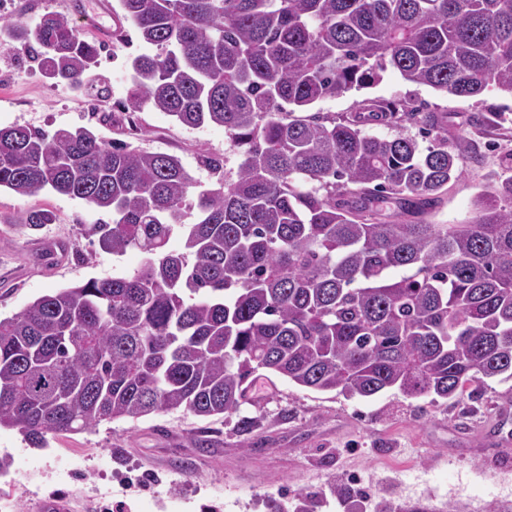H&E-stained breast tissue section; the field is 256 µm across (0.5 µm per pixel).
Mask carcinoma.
Instances as JSON below:
<instances>
[{
	"instance_id": "cac0c4a2",
	"label": "carcinoma",
	"mask_w": 512,
	"mask_h": 512,
	"mask_svg": "<svg viewBox=\"0 0 512 512\" xmlns=\"http://www.w3.org/2000/svg\"><path fill=\"white\" fill-rule=\"evenodd\" d=\"M120 6L118 27L130 21L153 48L129 59L126 108L222 126L240 162L202 189L178 157L87 127L0 128V190L81 200L112 214L86 229L101 248L144 254L131 275L0 318V428L42 446L120 418L232 414L260 370L431 404L512 379V176L477 197L473 223L430 224L465 139L448 142L410 100L302 114L389 67L457 97L512 95V0ZM2 38L55 83L109 97L95 73L104 46L67 17L7 21ZM372 121L395 133H366ZM384 197L413 220L377 222Z\"/></svg>"
}]
</instances>
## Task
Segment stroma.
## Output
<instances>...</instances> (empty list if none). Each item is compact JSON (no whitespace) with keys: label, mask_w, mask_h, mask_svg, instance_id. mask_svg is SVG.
Here are the masks:
<instances>
[{"label":"stroma","mask_w":512,"mask_h":512,"mask_svg":"<svg viewBox=\"0 0 512 512\" xmlns=\"http://www.w3.org/2000/svg\"><path fill=\"white\" fill-rule=\"evenodd\" d=\"M119 10V0H0V17L32 21L61 14L96 42ZM127 34L123 42L104 41L99 71L111 86L104 101L53 84L23 54L0 48V127L85 126L123 140L133 121L142 128L136 146L178 156L203 186H211L217 176L206 157L225 160L230 169L238 161L222 127L188 128L149 107L126 117L127 60L144 49L135 28ZM400 99L424 101L427 111L442 116L449 139L476 146L478 160L465 163L430 216L435 224L472 223L487 175H512L500 165L512 154V95L455 97L407 82L390 68L372 87L323 99L313 109L340 116L366 100ZM32 209L50 211L53 223L36 230L19 224ZM102 217L65 195L1 191L0 317L60 288L132 274L142 262L139 251L117 257L84 234V226ZM49 242L62 243L63 252L47 258ZM508 396L512 380H487L469 407L432 405L394 390L348 398L280 379L249 389L236 416L176 411L105 421L48 436L41 448L2 427L0 457H9L11 467L0 474V500L8 502V512H42L59 494L75 500L76 512H97L100 502L117 512H298L304 501L311 512H376L382 501L391 512L415 505L430 512H512V457L503 458L496 427ZM241 415L262 416L263 433L238 437L234 425ZM139 466L156 473L157 481L143 491L121 484L126 471Z\"/></svg>","instance_id":"35a3bbf8"}]
</instances>
